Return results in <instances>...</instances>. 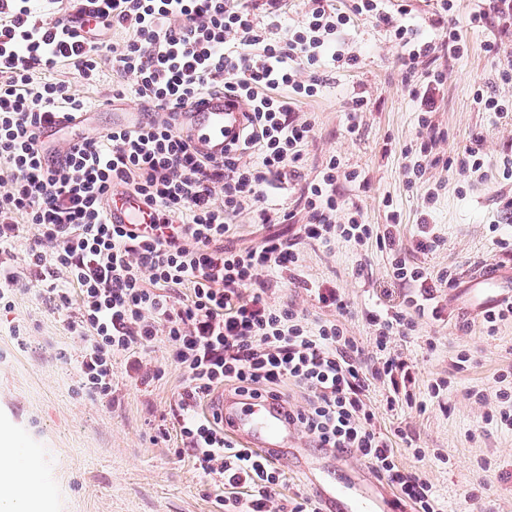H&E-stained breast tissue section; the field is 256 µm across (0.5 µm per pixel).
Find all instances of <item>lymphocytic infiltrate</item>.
Returning a JSON list of instances; mask_svg holds the SVG:
<instances>
[{"mask_svg":"<svg viewBox=\"0 0 512 512\" xmlns=\"http://www.w3.org/2000/svg\"><path fill=\"white\" fill-rule=\"evenodd\" d=\"M439 2L442 32L428 41L402 23L407 5L392 11L385 0H350L344 10L332 0H307L301 24L282 33L238 0H87L82 35L68 15L39 19L31 0H0V254L26 240V262L48 293L61 306L77 305L67 329L84 343L78 373L88 393L111 394L114 358H127L137 372L143 353L166 342L185 375L183 450L223 486L218 502L224 512H317L308 497L282 503L276 462L240 445L217 415L201 410L227 385L241 395L279 400L287 382L309 393L307 408L293 417L314 447L363 459L410 512H445L430 481L398 465L393 441L378 429L367 398L378 386L385 411L426 407L412 392V362L394 344L407 339L420 319L440 320L437 286L457 282L456 270L434 278L411 259L442 245L434 226L420 219L406 242L397 212L384 224L365 223L358 208H344L336 189L338 181L357 182L362 174L332 156L314 179L302 182L305 216L294 240L272 236L244 249L227 244L241 213L258 224L294 220V212L266 207L267 192L275 183L299 180L315 123L297 117L294 106L317 96L323 65L357 64L342 38L357 18L387 32L399 50L404 83L420 103L412 180L439 164L464 178H487L482 135L454 157L436 151L445 133L431 114L444 74L431 65L438 49L452 59L464 52L455 0ZM470 23L497 28L499 38L485 51L499 63L498 80L512 85V63L504 59L512 0H489ZM114 28L127 37L110 46L105 35ZM107 52L113 71L133 76L132 92L148 111L145 122L85 137L64 164H50L38 142L40 129L60 113L73 117L87 109L56 78L57 69L96 82ZM217 87L246 108L241 135L219 160L199 151L173 123L177 108ZM118 189L148 206L149 224L131 230L108 222L106 207ZM29 226L36 234L27 240ZM339 238L388 252L390 277L404 287L397 301L367 314L375 329L370 356L340 321L351 309L338 288L294 282L334 309L333 320L312 322L293 304L271 301L279 274L298 268L299 244Z\"/></svg>","mask_w":512,"mask_h":512,"instance_id":"lymphocytic-infiltrate-1","label":"lymphocytic infiltrate"}]
</instances>
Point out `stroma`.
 <instances>
[{
    "instance_id": "obj_1",
    "label": "stroma",
    "mask_w": 512,
    "mask_h": 512,
    "mask_svg": "<svg viewBox=\"0 0 512 512\" xmlns=\"http://www.w3.org/2000/svg\"><path fill=\"white\" fill-rule=\"evenodd\" d=\"M476 7V0L456 4L466 50L456 60L442 55L434 62L446 81L432 117L447 133L441 154L454 155L473 134L483 135L491 179L466 180L438 166L407 185L404 151L416 139L419 104L402 83L398 48L383 28L367 20H355L344 35L358 65L322 68L320 92L295 107L315 123L304 147V177L313 179L332 155L343 168L364 172L368 187L343 182L339 192L359 207L366 223H384L391 208L401 214L404 235H411L428 190L443 183L429 221L444 244L414 259L433 272L456 267L462 278L488 264L512 274V257L500 252L490 230L497 223L512 234V210L504 206L508 190L498 177L504 159L512 158V111L486 112L473 100L479 88L512 100V86L498 83L485 52L497 29L468 24ZM132 82L108 64L96 83L72 80L73 92L91 103L90 132L111 128L113 113L141 111L127 92ZM356 96L364 97L366 110L359 134L352 136L344 110ZM299 253L302 278L341 289L355 310L344 320L349 334L372 347L374 329L363 312L399 291L389 277V254L374 246L360 251L341 240L327 248L304 244ZM438 294L441 320L419 322L402 349L417 366V396L444 378L450 383L448 397L423 413L405 407L391 415L379 409L381 390H372L368 397L379 409L377 426L385 432L405 430L406 440L394 442L399 464L422 472L447 512H512V430L487 422L485 407L469 396L474 389L492 390L496 374L512 370V319L487 334L473 289L459 284L439 288ZM76 313L73 307L55 309L44 284L34 281L25 282L12 308L0 307V427L10 431L14 443L43 449L49 462L38 482L19 474L12 493L40 499L44 512H223L216 503L219 488L191 456L176 453L182 445L177 402L185 375L165 344L155 343L143 358L145 369L160 370L159 378L139 381L119 358L112 367L111 398L89 397L77 371L83 343L66 330ZM461 354L468 360L460 368ZM484 460L490 464L486 472L479 468Z\"/></svg>"
}]
</instances>
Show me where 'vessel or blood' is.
Returning <instances> with one entry per match:
<instances>
[{"mask_svg":"<svg viewBox=\"0 0 512 512\" xmlns=\"http://www.w3.org/2000/svg\"><path fill=\"white\" fill-rule=\"evenodd\" d=\"M244 109L225 100L223 94H209L178 112L176 123L185 130L203 152L223 156L224 146L241 129ZM110 221L130 228L148 223L147 210L134 201H118L110 206ZM470 278L486 298L512 295V280L502 271L478 269ZM216 411L224 426L245 445L261 448L280 461H292L305 481L317 493L320 512H397L389 489L375 480L363 467L353 468L328 481L313 459L294 453L302 436L295 422L288 418V407L269 397L235 396L217 402Z\"/></svg>","mask_w":512,"mask_h":512,"instance_id":"vessel-or-blood-1","label":"vessel or blood"}]
</instances>
